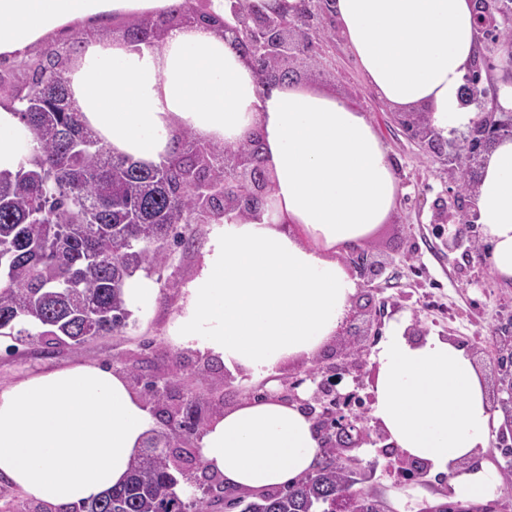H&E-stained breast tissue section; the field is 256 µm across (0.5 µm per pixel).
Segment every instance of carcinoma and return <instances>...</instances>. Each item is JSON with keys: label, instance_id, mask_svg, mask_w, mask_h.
Masks as SVG:
<instances>
[{"label": "carcinoma", "instance_id": "cac0c4a2", "mask_svg": "<svg viewBox=\"0 0 512 512\" xmlns=\"http://www.w3.org/2000/svg\"><path fill=\"white\" fill-rule=\"evenodd\" d=\"M187 12L213 23L224 21L196 8L192 0L173 13ZM166 17H135L126 38L157 43ZM502 51L512 52V27L485 30ZM80 48L79 40L49 49L30 63L26 83L5 98L19 103L21 123L37 147L26 165L0 171V336L41 345L79 346L88 336L122 331L131 312L124 299L126 282L137 271H162L168 243L188 248L194 238L188 224L224 221V196L198 198L204 177L224 182V158L247 160L265 174L263 146L254 140L237 146L202 144L189 131L174 137L172 153L156 165L115 156L76 111L66 72ZM252 67L272 74L260 80L293 82L289 64ZM494 145L472 156L461 171V190L476 191L484 157ZM196 402L182 413H168L165 429L146 439L144 451L127 480L99 498L72 506L71 512H215L219 505L239 512H327L353 481L342 448H323L313 470L295 483L264 492L219 500L207 490H177L178 477L191 481L166 449L180 447L196 433ZM352 512H385L368 492L350 495Z\"/></svg>", "mask_w": 512, "mask_h": 512}]
</instances>
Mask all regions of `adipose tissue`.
Here are the masks:
<instances>
[{
    "instance_id": "adipose-tissue-1",
    "label": "adipose tissue",
    "mask_w": 512,
    "mask_h": 512,
    "mask_svg": "<svg viewBox=\"0 0 512 512\" xmlns=\"http://www.w3.org/2000/svg\"><path fill=\"white\" fill-rule=\"evenodd\" d=\"M182 0H0V56L23 57L55 32L98 15L160 16ZM339 31L368 83L398 111L464 129L477 115L460 88L481 43L474 0H334ZM84 122L113 153L157 164L186 129L224 145L256 133L271 173L268 209L212 225L169 334L233 375L267 378L333 342L358 290L339 262L392 215L399 191L388 152L365 114L302 84L263 91L222 29L169 28L157 45L86 42L67 74ZM18 105H0V171L26 164L35 143ZM488 261L512 280V138L499 141L475 196ZM395 322L372 361L371 415L399 452L449 475V493L485 501L497 470L472 467L500 414L467 350L410 339ZM157 425L121 373L97 365L48 371L0 390V478L69 512L122 483ZM321 450L312 420L276 389L242 398L202 432L198 454L231 491L295 482Z\"/></svg>"
}]
</instances>
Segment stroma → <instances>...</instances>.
Instances as JSON below:
<instances>
[{"mask_svg":"<svg viewBox=\"0 0 512 512\" xmlns=\"http://www.w3.org/2000/svg\"><path fill=\"white\" fill-rule=\"evenodd\" d=\"M295 80L341 96L365 112L388 150L401 188L391 218L369 237L371 255L384 268L370 293L373 308L381 310L382 316L375 324L368 315L357 317L353 331L363 334L370 351L393 322L419 320L426 333L465 347L490 401H497L501 396L499 353L492 341L499 336L512 341V283L498 279L486 262L480 224H473L461 247L453 251L435 229L436 207L460 191L458 172H443L417 151L393 109L369 88L349 47L338 36L327 38L315 53L299 59ZM193 230V247H172L171 262L156 285L155 304L133 311L122 332L79 347L48 351L37 343L21 345L0 336V388L76 364L109 365L125 373L145 367L173 388L174 398L165 402L169 411L196 400V418L202 428L217 413L214 399H223L229 407L254 395L261 381L227 376L220 362L175 347L169 336L183 288L200 265L209 239V225L197 224ZM360 466L358 488L384 498L392 512H424L449 500L447 477L426 472L410 481L403 479L396 473V456L380 449L361 455Z\"/></svg>","mask_w":512,"mask_h":512,"instance_id":"obj_1","label":"stroma"}]
</instances>
